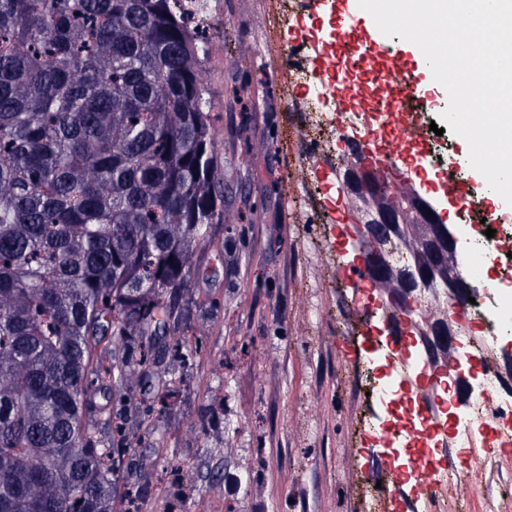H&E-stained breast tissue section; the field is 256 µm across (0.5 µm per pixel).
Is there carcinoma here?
<instances>
[{"instance_id":"cac0c4a2","label":"carcinoma","mask_w":512,"mask_h":512,"mask_svg":"<svg viewBox=\"0 0 512 512\" xmlns=\"http://www.w3.org/2000/svg\"><path fill=\"white\" fill-rule=\"evenodd\" d=\"M205 4L0 0V512H131L115 475L192 367L160 341L224 223Z\"/></svg>"}]
</instances>
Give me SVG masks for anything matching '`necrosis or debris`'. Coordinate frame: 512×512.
Here are the masks:
<instances>
[{
  "label": "necrosis or debris",
  "mask_w": 512,
  "mask_h": 512,
  "mask_svg": "<svg viewBox=\"0 0 512 512\" xmlns=\"http://www.w3.org/2000/svg\"><path fill=\"white\" fill-rule=\"evenodd\" d=\"M319 39L309 36L298 39L282 49L280 64L288 68L289 111L300 113L303 124L290 128L289 143H309L310 151L294 155L296 167L304 178H311L318 165L325 164L339 175L357 169L354 155H337V136L350 126L351 114H339L335 89L327 83H314L298 58L304 52L316 51ZM460 240L466 241V253H450L446 259L448 275L478 281L480 289L474 300L455 299L447 288L432 284H418L411 290L412 303L419 315L416 329L403 330L395 338L380 344L376 355L383 361L385 372L374 378L371 399L383 413V420L374 424L375 430L408 431L412 445L409 457L430 456L444 449L455 448L464 456L479 455L481 449L494 446H512V403L496 399L501 374L489 364L496 354L502 337L512 334V321L503 320V306L512 307V298L505 296V288L512 286L510 278L485 279L487 265L506 266L512 269V225L500 224L493 237L472 240L470 227H455ZM428 226L417 223L413 210H406L401 228L384 241H369L368 249L381 254L388 271L385 287L397 288L407 270L425 258L424 242L429 239ZM471 317L481 327L480 335H471L458 326L462 317ZM454 326L453 343L459 364L478 358L481 375L469 384L467 391H460L455 380L443 382L447 404L435 410L428 392L421 382L432 375L437 363L445 361L447 352L428 350L424 342L432 322ZM466 399L468 408L457 414L459 399Z\"/></svg>",
  "instance_id": "4bbe7bcc"
}]
</instances>
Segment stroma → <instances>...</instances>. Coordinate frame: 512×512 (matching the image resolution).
<instances>
[{"label": "stroma", "instance_id": "stroma-1", "mask_svg": "<svg viewBox=\"0 0 512 512\" xmlns=\"http://www.w3.org/2000/svg\"><path fill=\"white\" fill-rule=\"evenodd\" d=\"M222 53H210L202 82L213 103L219 151L237 165L224 190L218 236L235 232L234 259L211 257L200 271L203 292L218 302V327L203 337L194 370L159 417L161 450L129 449L152 478L140 512H160L172 467L193 490L175 512H370L363 491L377 476L383 450L355 436L371 416L358 364L365 355L350 318L348 280L324 279L338 256L324 240L320 215L299 208L288 181L294 163L288 129V74L272 75L276 45L265 32L281 0H221ZM224 402L235 428H203L204 408ZM262 445L260 477L242 482L249 448ZM358 457V470L343 463ZM461 477L488 493L512 482V454L458 457Z\"/></svg>", "mask_w": 512, "mask_h": 512}]
</instances>
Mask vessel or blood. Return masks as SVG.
<instances>
[{
	"instance_id": "obj_1",
	"label": "vessel or blood",
	"mask_w": 512,
	"mask_h": 512,
	"mask_svg": "<svg viewBox=\"0 0 512 512\" xmlns=\"http://www.w3.org/2000/svg\"><path fill=\"white\" fill-rule=\"evenodd\" d=\"M348 0H308L315 24L328 27V48L321 58L320 76L336 89L341 108L361 107L373 118L364 139L375 146L381 165L399 156L411 161L424 149V129L419 121L421 74L410 62L395 37L383 35L371 16L351 12ZM442 192L457 210V221L469 223V206L481 194L471 181L462 179L456 166L441 170ZM444 456L426 457L419 474L408 487L414 497H431L432 471L448 465ZM382 512H402L404 503L395 481L379 491Z\"/></svg>"
}]
</instances>
